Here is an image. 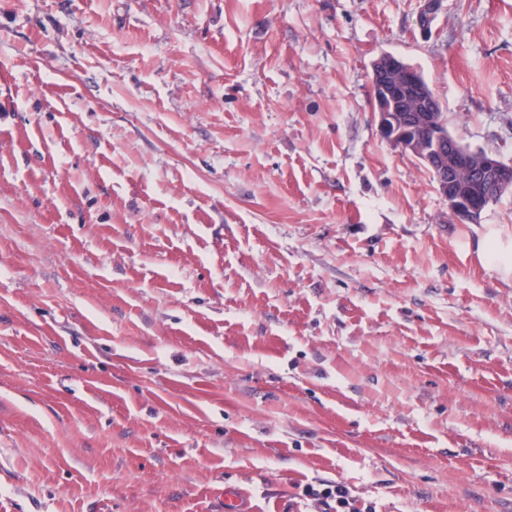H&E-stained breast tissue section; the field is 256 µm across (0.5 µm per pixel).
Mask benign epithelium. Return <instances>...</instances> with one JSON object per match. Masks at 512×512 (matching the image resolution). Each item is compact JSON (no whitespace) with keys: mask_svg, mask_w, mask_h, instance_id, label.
<instances>
[{"mask_svg":"<svg viewBox=\"0 0 512 512\" xmlns=\"http://www.w3.org/2000/svg\"><path fill=\"white\" fill-rule=\"evenodd\" d=\"M441 7V0H422L418 24L422 29L430 27ZM381 66L402 72L406 86L418 100V111L403 113L402 94L396 87L380 84L372 89L374 108L378 117L381 136L403 152H409L432 169L442 166L439 147L448 139L447 123L433 112L431 97L422 90L420 80L414 76L415 69L402 59L389 54L379 56ZM455 164L468 166L479 175V182L487 194L480 200L448 183V178L439 176L437 186L448 198L449 214L464 224H477L489 203L507 191H512V165L482 152L461 148L454 157Z\"/></svg>","mask_w":512,"mask_h":512,"instance_id":"7a95c632","label":"benign epithelium"}]
</instances>
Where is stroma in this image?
Here are the masks:
<instances>
[{
    "label": "stroma",
    "instance_id": "35a3bbf8",
    "mask_svg": "<svg viewBox=\"0 0 512 512\" xmlns=\"http://www.w3.org/2000/svg\"><path fill=\"white\" fill-rule=\"evenodd\" d=\"M0 0V512H512V0ZM378 58L382 67L402 71L405 87H409L418 100L417 112L402 114V94L396 87L380 84L372 88L381 136L402 152L411 153L433 170L440 166L443 170L439 147L441 152L448 153L459 142L453 138L442 144L443 140L448 139V126L437 117V112L443 117L438 101H434L437 112H432L434 109L431 97L422 90L420 80L412 74L415 69L410 68L402 59L389 54H382ZM418 132L422 133V137ZM428 166L426 167L436 181V174ZM459 166H468L479 175V182L485 186L487 194L480 200H474L468 194L479 195L482 189L475 183L472 173L467 168H452L448 177L440 175L437 186L440 192L448 198L449 214L454 220L464 224H477L482 214L495 198L507 191H512V165L506 164L496 157L482 152H474L460 148L454 157ZM448 178L458 188L448 183ZM464 190L465 192H463ZM323 488H308L306 493L317 497L327 506V512H372V508L360 510L354 506L348 486L343 482L322 484ZM223 503L225 512H255L248 496L234 486L224 488Z\"/></svg>",
    "mask_w": 512,
    "mask_h": 512
}]
</instances>
